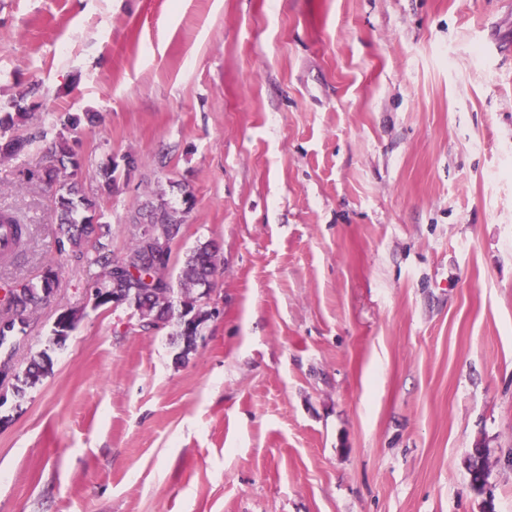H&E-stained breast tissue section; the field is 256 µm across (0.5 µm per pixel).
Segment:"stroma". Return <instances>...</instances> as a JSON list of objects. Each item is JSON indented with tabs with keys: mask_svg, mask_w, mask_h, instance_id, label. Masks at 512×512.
<instances>
[{
	"mask_svg": "<svg viewBox=\"0 0 512 512\" xmlns=\"http://www.w3.org/2000/svg\"><path fill=\"white\" fill-rule=\"evenodd\" d=\"M20 98L24 134L81 116L85 191L116 164L113 256L192 194L169 273L213 243L224 307L182 361L176 321L95 307L23 179L48 142L0 160L31 226L0 282L60 265L0 362L82 315L0 390V512H482L478 443L512 512V0H0ZM51 366V358L45 351L31 355L25 370L21 374L17 373L16 381L19 384L14 387L16 394L22 395L26 387H32L39 382L50 373ZM470 484L473 488L483 490L489 478V468L485 458L484 449L480 445L472 448L469 454Z\"/></svg>",
	"mask_w": 512,
	"mask_h": 512,
	"instance_id": "1",
	"label": "stroma"
}]
</instances>
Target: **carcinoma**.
I'll use <instances>...</instances> for the list:
<instances>
[{"mask_svg":"<svg viewBox=\"0 0 512 512\" xmlns=\"http://www.w3.org/2000/svg\"><path fill=\"white\" fill-rule=\"evenodd\" d=\"M16 111L0 114V158L17 159L28 154L36 137L23 136L16 132L19 122L28 116L27 108L17 104ZM54 154L67 161L63 172L55 168L45 171V176L29 174V179L45 181L46 185L55 187V200L58 213L57 248L59 252L66 249L78 251L85 255L88 268L99 267L101 273L94 275L89 287L98 293H104L108 299L102 302L107 307L112 304V290H119L127 299L148 309V313L158 319H172L175 301L191 306L196 302L194 291L210 284L216 269V251L208 242L194 249L186 261L180 288L164 287V274L168 270L172 250H167L162 257H154L147 243L139 236L125 253L128 265L125 268L112 269L110 258L111 227L101 222H92L96 214H101L99 195L112 191L113 167L102 170L98 189L88 193L77 179V171L81 161L69 145L64 132L56 134L53 141ZM148 217L155 224L162 225L170 236V242H175L182 227V210L162 202L150 207ZM0 224L11 225L12 234L17 246L27 242L30 235L29 225L19 223L12 213L1 210ZM58 281L57 270L52 264H47L39 280L21 284L24 291L17 297L13 305L4 309L5 318L0 320V347L7 344L11 337L26 333L27 313L35 305L45 301L41 294L43 288H53ZM176 340L183 344L179 357L189 354L194 346L190 339L186 320L178 316ZM51 358L44 352L30 356L25 370L17 374L15 392L21 395L25 388L34 386L41 378L51 371ZM470 484L473 488L482 490L489 478V468L484 449L477 445L469 454Z\"/></svg>","mask_w":512,"mask_h":512,"instance_id":"1","label":"carcinoma"}]
</instances>
